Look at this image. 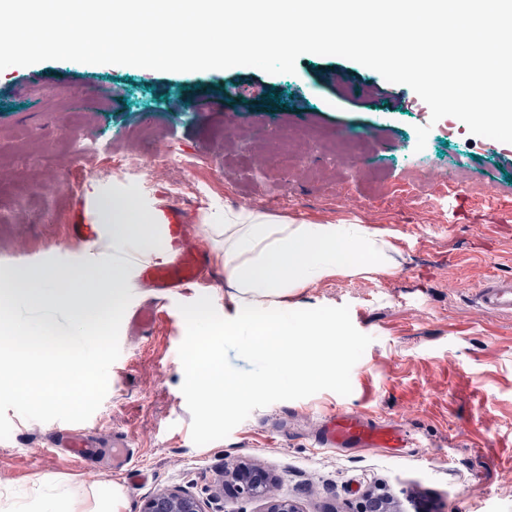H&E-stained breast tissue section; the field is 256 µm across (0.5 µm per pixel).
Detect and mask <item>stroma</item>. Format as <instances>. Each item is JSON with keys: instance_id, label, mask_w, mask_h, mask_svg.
I'll use <instances>...</instances> for the list:
<instances>
[{"instance_id": "obj_1", "label": "stroma", "mask_w": 512, "mask_h": 512, "mask_svg": "<svg viewBox=\"0 0 512 512\" xmlns=\"http://www.w3.org/2000/svg\"><path fill=\"white\" fill-rule=\"evenodd\" d=\"M191 100L201 109H187ZM420 125L430 132L419 152ZM286 128L311 135L295 143L299 161L288 173L272 147ZM161 142L167 151L155 154ZM430 172L442 173V184L429 183ZM94 180L141 202L162 187L195 210L213 279L172 297V319L155 335H121L107 395L81 424L99 438L134 435L132 466L147 480L130 483L106 457L48 454L67 422L12 411L11 435L0 440V512L33 506L44 478L83 512L105 484L123 488L124 512L175 486L204 512H263L255 498L211 496L217 471L237 459L268 471L276 494L300 512H355L376 482L430 502L432 512H512V314L475 300L485 279L512 278V144L472 135L452 116L431 121L409 86L338 56L305 54L295 73L280 75L53 60L1 70L0 275L46 266L75 191ZM243 196L277 217L386 230L397 267L335 275L289 295L295 317L343 324L335 378L281 387L220 420L189 389L185 312L204 293L211 320L231 309L224 236L211 222ZM249 341L243 331L221 348L225 370L244 380L268 370ZM334 408L396 422L410 444L395 453L313 448L318 418Z\"/></svg>"}]
</instances>
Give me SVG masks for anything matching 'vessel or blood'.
Segmentation results:
<instances>
[{
  "mask_svg": "<svg viewBox=\"0 0 512 512\" xmlns=\"http://www.w3.org/2000/svg\"><path fill=\"white\" fill-rule=\"evenodd\" d=\"M150 200L163 251L155 256L144 251L126 261L134 285L152 293L151 298L139 301L132 307L129 317V330L142 336L152 335L162 318L159 298L206 284L210 269L209 256L200 245L202 229L191 219L187 208L162 191L152 193ZM65 237L85 248L78 261L63 253L57 255L55 263L65 271L81 270L83 264L95 262L105 252L111 251V227L100 218L96 192L84 190L76 194L73 219L65 227ZM476 300L483 308L511 313L512 281L497 278L484 280L478 287ZM408 444L409 438L399 425L377 421L361 412L347 409L324 415L313 436L314 447L322 450H395ZM65 446L67 456L80 461L93 453L99 443L87 434L79 433L66 441Z\"/></svg>",
  "mask_w": 512,
  "mask_h": 512,
  "instance_id": "obj_1",
  "label": "vessel or blood"
}]
</instances>
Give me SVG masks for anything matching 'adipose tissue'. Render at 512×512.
<instances>
[{
    "instance_id": "obj_1",
    "label": "adipose tissue",
    "mask_w": 512,
    "mask_h": 512,
    "mask_svg": "<svg viewBox=\"0 0 512 512\" xmlns=\"http://www.w3.org/2000/svg\"><path fill=\"white\" fill-rule=\"evenodd\" d=\"M223 223L224 284L233 307L215 323L208 320L209 300L187 311L189 327L203 322L207 330L189 337L186 366L200 408L226 414L282 385L301 387L332 377L333 367L322 353L344 335L342 323L293 319L288 295L333 275L388 269L392 246L383 231L352 222H299L228 208ZM243 330L268 364L266 375L251 381L226 372L219 352L225 340Z\"/></svg>"
}]
</instances>
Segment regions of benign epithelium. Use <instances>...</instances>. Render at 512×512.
I'll list each match as a JSON object with an SVG mask.
<instances>
[{
	"mask_svg": "<svg viewBox=\"0 0 512 512\" xmlns=\"http://www.w3.org/2000/svg\"><path fill=\"white\" fill-rule=\"evenodd\" d=\"M272 478L261 467L238 462L216 473L212 498H255L267 500L265 512H299L289 500L271 493ZM141 512H203L197 498L179 488L161 490L149 497ZM358 512H407L402 501L381 485L365 491Z\"/></svg>",
	"mask_w": 512,
	"mask_h": 512,
	"instance_id": "obj_1",
	"label": "benign epithelium"
}]
</instances>
